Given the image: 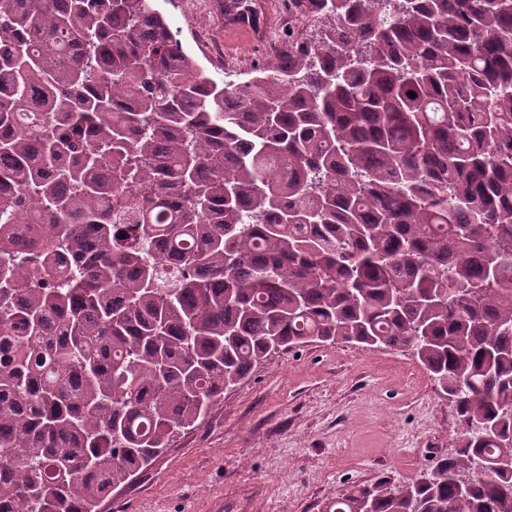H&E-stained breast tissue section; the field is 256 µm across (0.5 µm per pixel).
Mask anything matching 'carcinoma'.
Here are the masks:
<instances>
[{"mask_svg":"<svg viewBox=\"0 0 512 512\" xmlns=\"http://www.w3.org/2000/svg\"><path fill=\"white\" fill-rule=\"evenodd\" d=\"M288 13L318 38L219 83L154 0H0V512H97L335 341L412 355L462 432L325 512H512V0Z\"/></svg>","mask_w":512,"mask_h":512,"instance_id":"carcinoma-1","label":"carcinoma"}]
</instances>
